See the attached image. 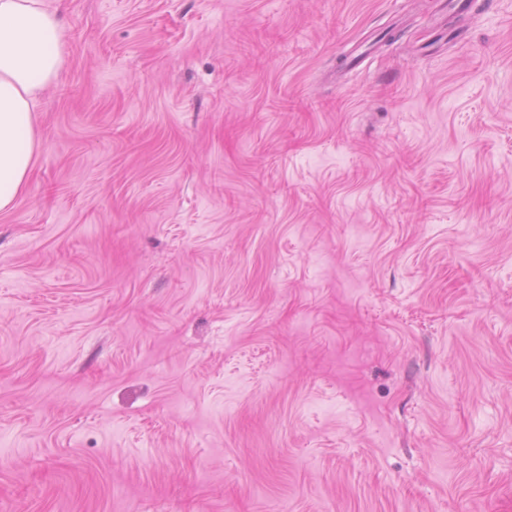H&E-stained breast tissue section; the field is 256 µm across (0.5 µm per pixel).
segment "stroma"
<instances>
[{
	"label": "stroma",
	"instance_id": "1",
	"mask_svg": "<svg viewBox=\"0 0 512 512\" xmlns=\"http://www.w3.org/2000/svg\"><path fill=\"white\" fill-rule=\"evenodd\" d=\"M44 4L0 512H512V0Z\"/></svg>",
	"mask_w": 512,
	"mask_h": 512
}]
</instances>
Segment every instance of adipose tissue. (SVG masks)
I'll return each instance as SVG.
<instances>
[{
    "mask_svg": "<svg viewBox=\"0 0 512 512\" xmlns=\"http://www.w3.org/2000/svg\"><path fill=\"white\" fill-rule=\"evenodd\" d=\"M64 64L63 33L43 0H0V212L26 186L34 107Z\"/></svg>",
    "mask_w": 512,
    "mask_h": 512,
    "instance_id": "adipose-tissue-1",
    "label": "adipose tissue"
}]
</instances>
